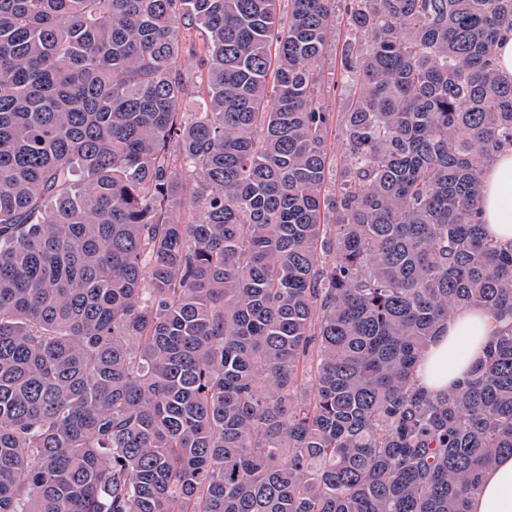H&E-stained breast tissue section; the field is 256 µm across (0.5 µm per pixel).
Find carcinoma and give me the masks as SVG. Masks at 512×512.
Wrapping results in <instances>:
<instances>
[{"mask_svg": "<svg viewBox=\"0 0 512 512\" xmlns=\"http://www.w3.org/2000/svg\"><path fill=\"white\" fill-rule=\"evenodd\" d=\"M504 30L512 0H0V512H469L512 454ZM468 308L503 326L423 389ZM345 38V17L340 13L328 40V54L324 65V94L322 102L330 112H341L349 93L339 77L340 47ZM497 66L502 75L512 78V30L502 32L499 37ZM485 231L512 240V148L503 149L483 177ZM498 328L499 323L481 310L457 313L415 367V382L433 392L445 391L470 363L479 360L483 341Z\"/></svg>", "mask_w": 512, "mask_h": 512, "instance_id": "1", "label": "carcinoma"}]
</instances>
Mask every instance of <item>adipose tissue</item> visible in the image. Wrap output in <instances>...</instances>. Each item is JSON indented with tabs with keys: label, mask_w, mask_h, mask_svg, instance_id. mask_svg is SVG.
I'll use <instances>...</instances> for the list:
<instances>
[{
	"label": "adipose tissue",
	"mask_w": 512,
	"mask_h": 512,
	"mask_svg": "<svg viewBox=\"0 0 512 512\" xmlns=\"http://www.w3.org/2000/svg\"><path fill=\"white\" fill-rule=\"evenodd\" d=\"M483 222L488 234L512 240V148L503 149L483 177ZM499 327L487 313L467 309L457 313L414 369L424 388L446 390L465 367L479 360L482 343ZM469 512H512V455L499 457L483 476Z\"/></svg>",
	"instance_id": "adipose-tissue-1"
}]
</instances>
